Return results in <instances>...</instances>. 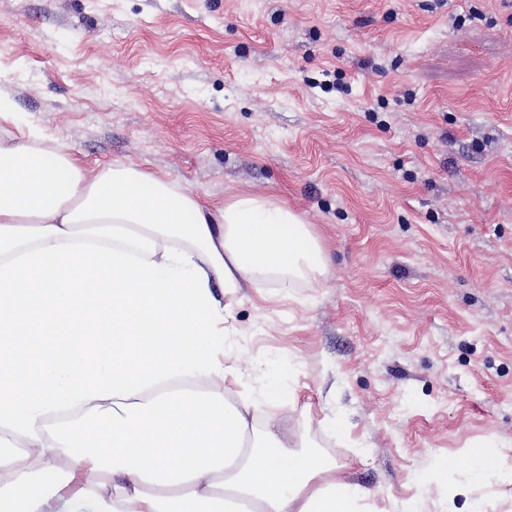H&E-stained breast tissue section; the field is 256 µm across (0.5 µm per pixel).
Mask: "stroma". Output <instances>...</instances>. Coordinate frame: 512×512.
I'll use <instances>...</instances> for the list:
<instances>
[{
	"mask_svg": "<svg viewBox=\"0 0 512 512\" xmlns=\"http://www.w3.org/2000/svg\"><path fill=\"white\" fill-rule=\"evenodd\" d=\"M0 91L88 163L313 224L325 280L245 290L232 343L378 507L512 461V0H0ZM448 469H467L475 478L493 482L509 475L512 482V465L501 458L489 457L481 448H471L467 455L457 458H440L436 463L435 473L447 475Z\"/></svg>",
	"mask_w": 512,
	"mask_h": 512,
	"instance_id": "1",
	"label": "stroma"
}]
</instances>
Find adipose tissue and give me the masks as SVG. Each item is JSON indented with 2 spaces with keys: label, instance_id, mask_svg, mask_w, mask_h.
<instances>
[{
  "label": "adipose tissue",
  "instance_id": "1",
  "mask_svg": "<svg viewBox=\"0 0 512 512\" xmlns=\"http://www.w3.org/2000/svg\"><path fill=\"white\" fill-rule=\"evenodd\" d=\"M312 224L275 197L213 204L121 161L88 166L0 95V512H379L244 371V288L318 284ZM493 482L470 449L435 472Z\"/></svg>",
  "mask_w": 512,
  "mask_h": 512
}]
</instances>
